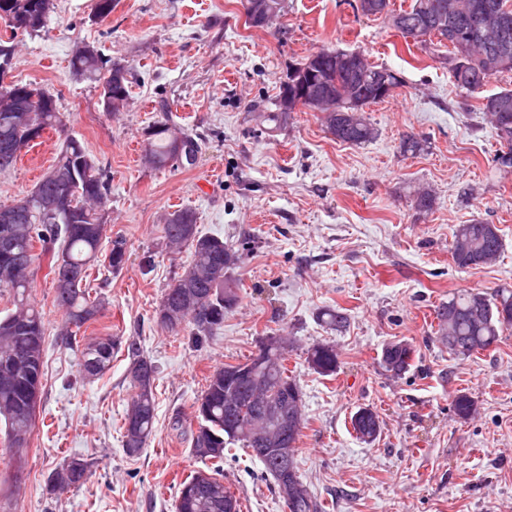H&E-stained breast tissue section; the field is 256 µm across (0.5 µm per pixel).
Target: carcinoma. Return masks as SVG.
<instances>
[{
    "instance_id": "obj_1",
    "label": "carcinoma",
    "mask_w": 512,
    "mask_h": 512,
    "mask_svg": "<svg viewBox=\"0 0 512 512\" xmlns=\"http://www.w3.org/2000/svg\"><path fill=\"white\" fill-rule=\"evenodd\" d=\"M42 0H12L9 10L12 18L5 20L10 36L0 37V59L15 56V39L20 33L42 31L51 12H41ZM371 4L369 16L384 18L387 24L400 20L401 33L414 38V44L427 49L446 43L451 46L448 55L449 71L457 87L478 93L489 80L502 73H512V0H413L409 8L396 12L389 0H359ZM456 3L461 9L448 12V21L436 29L427 40L416 39L414 28L422 24L428 6ZM493 9L499 19L498 29L487 32L478 26V17ZM71 68L107 89L102 98L104 109L118 112L129 97V79L114 82V68L101 55L91 58H71ZM386 74L395 87L403 84L396 72L368 62L359 70L344 68L336 62V50L322 49L297 64L288 73L280 91H295V81L304 78L309 93L329 87L336 92L340 111L325 113L326 127L336 140L352 145H364L375 138V129L365 115V108L386 99L372 90L373 78ZM481 112L493 128L501 150L493 162L500 170L512 168V89L482 97ZM268 130L273 132L288 123V113L279 110L261 113ZM41 131L62 127L60 112L54 96L31 83H16L7 92L0 91V144L15 141L29 148L42 135H35L31 127ZM425 141L407 134L401 142L405 154L416 156L424 151ZM200 146L189 133L181 132L168 123H158L149 131L146 159L155 168L177 165L192 168L198 160ZM65 176L64 184L75 198L70 210L56 206L59 183L50 175ZM110 191L109 178L98 161L76 138H65L59 155L48 173L23 197L10 205H0V295L9 296L12 308L0 315V380L11 383V393L0 390V420L4 421L10 447L17 462L25 460L28 440L35 427L38 400L32 398L36 382L45 374V322L41 309L31 299L32 280L17 269L14 261L21 260L35 266L48 260L52 275L54 301L63 312L59 335L65 345L80 354V365L87 378L106 372L115 352L124 350L130 359L131 382L135 389L124 422L123 448L134 457L145 448L156 422V402L153 392L155 366L148 360L140 344L117 336H96L89 340L80 335L81 329L95 320L103 305L90 299L83 288L89 270L103 261L114 270H121L126 262V247L117 237L104 246L109 215L107 209ZM161 238L173 252L186 249L190 262L183 273L166 290L160 308L168 311L157 316L168 330L179 333L190 329L192 340L199 345L224 325V292L238 298L235 281L227 273L242 260L249 242L239 248L223 239L203 235L197 225V214L190 207L178 209L165 218ZM503 248L502 235L497 225L483 220L457 224L451 232L450 253L454 265L469 269L494 261ZM439 340L448 346V352L458 358H469L495 346L503 332L512 327V290L499 289L488 296L481 292L463 291L448 296L435 309ZM319 320L329 329L339 331L346 327L348 317L339 308H327L319 313ZM266 351L261 364L254 357L238 368H250L263 380L261 392L280 404L288 414V399L293 392H302L296 379L288 375L285 351L288 339L284 336H266L260 342ZM39 354L37 363L29 370L8 374L4 362L19 352ZM414 346L395 342L382 350L381 365L386 371L401 375L413 365ZM306 361L315 373L330 377L336 374L338 355L326 343L314 344L306 350ZM231 366L214 369L206 385L196 397L193 415L196 425L184 428L181 420L174 425L183 429L192 455L220 465L224 462V448L241 444L250 450L257 447L253 432L254 409L248 407L233 432L224 429V406L239 390L234 380H227ZM453 409L460 418L467 419L475 411L474 400L466 394L455 396ZM357 437L367 443L380 432L378 415L368 407L359 408L351 417ZM89 476V465L80 458L65 460L50 475V488L64 492L83 483ZM289 480L296 485L294 496L284 501L288 512H322V507L303 483L296 466H291ZM241 512L240 498L224 485L220 469L212 472L199 470L187 476L178 489L176 512Z\"/></svg>"
}]
</instances>
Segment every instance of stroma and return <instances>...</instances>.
<instances>
[{"instance_id": "obj_1", "label": "stroma", "mask_w": 512, "mask_h": 512, "mask_svg": "<svg viewBox=\"0 0 512 512\" xmlns=\"http://www.w3.org/2000/svg\"><path fill=\"white\" fill-rule=\"evenodd\" d=\"M94 3L55 0L45 31L16 40L11 81L53 94L63 129L46 131L0 171V204L29 192L68 136L106 169L107 234L125 240L129 261L117 272L91 270L85 286L104 309L85 334L139 342L156 367L155 430L140 455L125 454L130 360L118 352L106 373L85 380L58 336L62 312L49 268H34L45 377L23 463L0 432V512H174L180 482L209 467L174 419L192 422L206 377L244 361L271 334L293 343L287 366L305 412L295 462L323 512H512V329L461 359L440 343L434 314L456 292L512 289V176L495 166L500 145L479 110L482 95L512 88V74L493 77L479 94L458 89L447 48L421 50L383 19L362 15L357 0H285L264 29L246 26L241 0H115L102 21L92 17ZM78 43L128 69L126 107L104 110L97 83L72 72ZM326 48L357 50L400 72L403 86L366 109L376 138L339 142L304 108L277 132L261 133L260 115L288 73ZM165 120L200 142L194 168L145 163L148 131ZM408 134L424 139L421 154L402 153ZM418 185L434 195L429 212L409 195ZM182 207L196 211L201 233L251 243L232 273L239 302L200 346L157 320L166 288L189 262L188 252L170 253L160 238L163 217ZM475 219L498 225L503 249L495 263L461 270L451 229ZM147 252L154 267L146 273ZM336 306L349 317L342 331L318 320ZM395 341L416 348L414 365L399 376L380 364ZM316 343L335 345V376L309 367L306 351ZM460 393L477 408L466 420L452 409ZM362 407L381 420L370 444L350 423ZM71 457L89 463L88 479L51 491L49 475ZM222 474L242 512H287L246 449H225Z\"/></svg>"}]
</instances>
